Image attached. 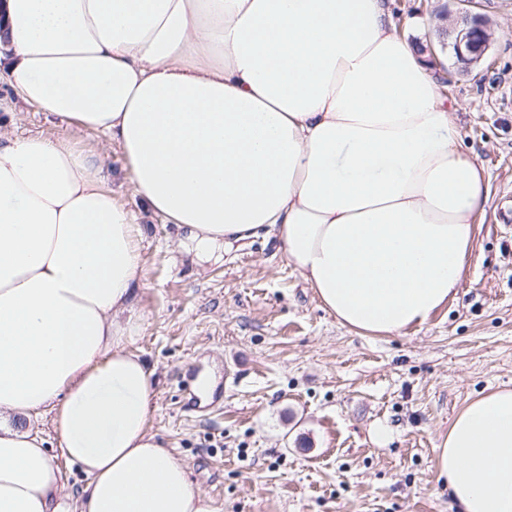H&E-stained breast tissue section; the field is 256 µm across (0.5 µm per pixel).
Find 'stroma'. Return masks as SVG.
<instances>
[{
    "instance_id": "obj_1",
    "label": "stroma",
    "mask_w": 512,
    "mask_h": 512,
    "mask_svg": "<svg viewBox=\"0 0 512 512\" xmlns=\"http://www.w3.org/2000/svg\"><path fill=\"white\" fill-rule=\"evenodd\" d=\"M448 0H388L399 34L428 43ZM491 22L477 75L433 45L461 149L490 197L465 280L422 327L363 335L339 324L273 238L197 263L175 225L143 214L104 136L27 107L0 79V127L63 135L101 151L141 214L144 322L135 348L153 372L151 425L217 512H451L436 450L454 416L512 389V0H464ZM213 378L199 397L201 373Z\"/></svg>"
}]
</instances>
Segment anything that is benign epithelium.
<instances>
[{"instance_id": "1", "label": "benign epithelium", "mask_w": 512, "mask_h": 512, "mask_svg": "<svg viewBox=\"0 0 512 512\" xmlns=\"http://www.w3.org/2000/svg\"><path fill=\"white\" fill-rule=\"evenodd\" d=\"M444 18H453L450 43H441L455 60L457 72L466 74L478 64L491 47L488 23L486 20L462 11L451 16L447 10L441 12Z\"/></svg>"}]
</instances>
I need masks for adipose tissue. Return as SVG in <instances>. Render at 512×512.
<instances>
[{"label": "adipose tissue", "instance_id": "1", "mask_svg": "<svg viewBox=\"0 0 512 512\" xmlns=\"http://www.w3.org/2000/svg\"><path fill=\"white\" fill-rule=\"evenodd\" d=\"M27 105L99 133L198 260L272 235L344 326L393 336L461 286L484 168L385 0H0ZM141 227L96 150L0 131V512H216L151 431ZM50 415L67 492L26 420ZM457 512H512V390L436 453Z\"/></svg>", "mask_w": 512, "mask_h": 512}]
</instances>
